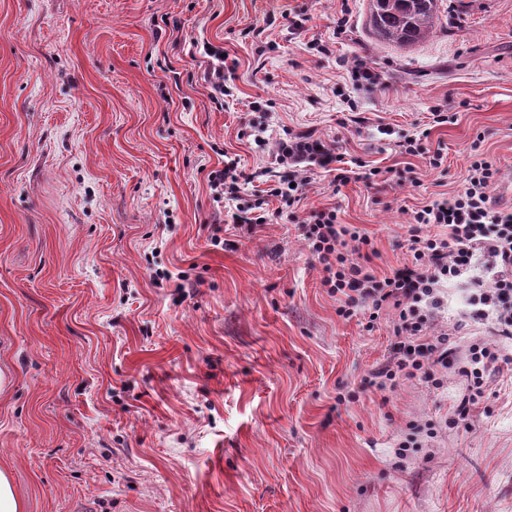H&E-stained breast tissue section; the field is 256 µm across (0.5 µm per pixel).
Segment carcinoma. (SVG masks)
Listing matches in <instances>:
<instances>
[{
	"label": "carcinoma",
	"mask_w": 512,
	"mask_h": 512,
	"mask_svg": "<svg viewBox=\"0 0 512 512\" xmlns=\"http://www.w3.org/2000/svg\"><path fill=\"white\" fill-rule=\"evenodd\" d=\"M438 19V0H371V29L400 47L430 38Z\"/></svg>",
	"instance_id": "carcinoma-1"
}]
</instances>
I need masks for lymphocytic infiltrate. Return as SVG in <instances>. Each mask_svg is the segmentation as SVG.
Instances as JSON below:
<instances>
[{
    "instance_id": "1",
    "label": "lymphocytic infiltrate",
    "mask_w": 512,
    "mask_h": 512,
    "mask_svg": "<svg viewBox=\"0 0 512 512\" xmlns=\"http://www.w3.org/2000/svg\"><path fill=\"white\" fill-rule=\"evenodd\" d=\"M273 157L274 173L262 168L252 175L240 171L237 157H225L223 168L208 174L214 197L234 203L233 219L239 225L264 224L273 216L301 222L309 250L326 273L323 285L335 295L336 314L343 320L363 316L373 323L384 310L394 312L390 359L357 388L338 395V402L392 391L405 380L438 389L452 370L466 383L468 395L457 412L459 420H466L471 397L480 394L487 377L501 365L512 362V355L481 340L455 351L448 346L447 333L436 335L432 328L444 307L445 288L464 277L470 293L463 322L512 337V211L496 208L491 196L499 168L484 156L479 143H472L463 188L412 210L405 261L380 273L370 265L376 250L363 230L339 222L336 209L316 210L304 218L300 208L304 190L318 171L331 173L333 185L340 187L355 176L369 185L377 183L382 170L355 172L343 154L309 134L278 141ZM266 175L273 178L268 193L279 202L270 215L258 213L242 191L243 185Z\"/></svg>"
}]
</instances>
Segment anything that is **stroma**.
<instances>
[{
	"instance_id": "obj_1",
	"label": "stroma",
	"mask_w": 512,
	"mask_h": 512,
	"mask_svg": "<svg viewBox=\"0 0 512 512\" xmlns=\"http://www.w3.org/2000/svg\"><path fill=\"white\" fill-rule=\"evenodd\" d=\"M438 7L398 47L370 0H0V469L25 512H512V363L465 427L453 372L338 403L390 357L389 316L343 321L299 225L233 224L207 184L225 153L266 167L298 133L387 170L374 188L321 174L303 201L365 230L379 272L411 211L461 188L474 140L512 208V0ZM208 43L239 61L231 96L204 81ZM358 55L379 84L351 85ZM467 296L446 288L435 332L512 352L458 328ZM427 135L422 134L418 137H407L396 145L399 152L408 156H421L426 159V164L430 169L436 170L443 164V154L437 150H431L427 144Z\"/></svg>"
}]
</instances>
